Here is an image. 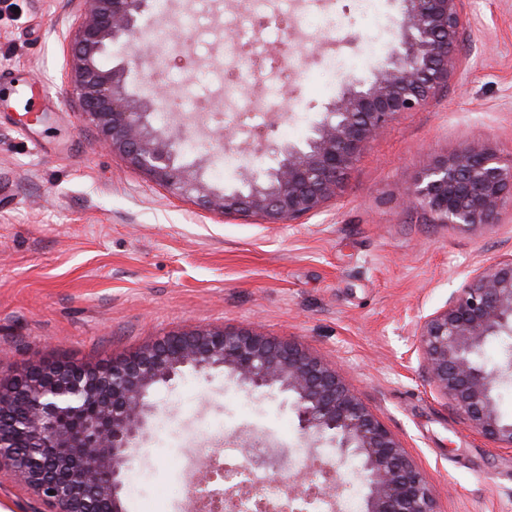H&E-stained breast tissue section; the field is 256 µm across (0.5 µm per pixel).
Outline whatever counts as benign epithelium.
Returning a JSON list of instances; mask_svg holds the SVG:
<instances>
[{"mask_svg": "<svg viewBox=\"0 0 512 512\" xmlns=\"http://www.w3.org/2000/svg\"><path fill=\"white\" fill-rule=\"evenodd\" d=\"M85 13L72 51V91L97 127L102 143L159 185L191 195L225 215L260 216L268 224L315 214L342 190L370 144L406 112L435 98L456 68L464 25L462 0H404L396 47L366 86L348 84L325 106L307 148L270 145L277 167L261 177L243 168L247 191L216 189L203 173L204 155L189 165L176 160L187 137L180 119L157 129L151 118L169 90L152 96L126 89L122 68L104 70L99 58L138 34L149 0H84ZM403 202L426 212L433 224H495L512 203V160L489 145H466L435 158L404 188ZM512 335V260L476 273L446 306L420 325L422 367L434 391L461 411L469 426L512 447V418L498 407V389L512 382V353L492 368L479 360L491 339ZM222 368L250 389L292 396L301 429L335 445L325 481L304 472L274 505L254 488L256 509L290 512L300 495L335 497V467L360 459L365 512H435L434 493L404 448L342 383L328 364L289 341L256 329L207 328L168 335L152 346L112 358L107 365L52 363L0 375V447L12 449L15 475L54 512H121L125 468L149 429L150 390L170 384L183 369Z\"/></svg>", "mask_w": 512, "mask_h": 512, "instance_id": "7a95c632", "label": "benign epithelium"}]
</instances>
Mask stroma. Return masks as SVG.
Listing matches in <instances>:
<instances>
[{
	"label": "stroma",
	"mask_w": 512,
	"mask_h": 512,
	"mask_svg": "<svg viewBox=\"0 0 512 512\" xmlns=\"http://www.w3.org/2000/svg\"><path fill=\"white\" fill-rule=\"evenodd\" d=\"M356 45L333 47L307 16L299 30L261 33L263 61L297 47L308 80L266 70L243 83L222 66L237 37L225 0H170L139 17L192 49L168 81L200 100L189 112L181 162L247 148L251 169L274 166L265 146L304 145L341 87L371 81L393 34L370 49L375 30L357 0H334ZM80 0H0V84L29 75L42 107L25 120V99L0 97V369L55 360L96 366L160 338L197 328L260 327L300 343L336 368L423 471L436 512H512V448L476 433L420 367L422 319L464 288L473 270L512 259V207L497 223H430L402 202L403 188L435 157L470 143L512 159V0H465L461 66L425 109L402 115L349 171L343 192L315 215L287 224L226 217L171 193L100 143L68 82ZM357 65L341 78L319 70L334 50ZM140 41L110 48L102 68L127 66L130 93L151 76ZM272 103L260 130L222 140L224 85ZM303 106L288 123L292 97ZM156 411L121 495L123 512H188L190 449L245 443L262 429L288 465L295 455L332 453L299 426L286 395L251 392L220 369H185L155 388ZM0 512H52L0 466Z\"/></svg>",
	"instance_id": "35a3bbf8"
}]
</instances>
